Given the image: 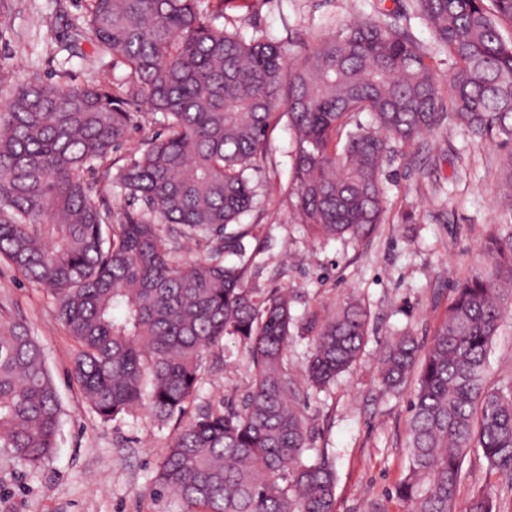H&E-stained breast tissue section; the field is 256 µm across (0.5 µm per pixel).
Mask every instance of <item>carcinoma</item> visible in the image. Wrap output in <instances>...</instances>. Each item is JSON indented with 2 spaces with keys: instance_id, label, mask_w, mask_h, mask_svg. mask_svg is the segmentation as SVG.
Returning a JSON list of instances; mask_svg holds the SVG:
<instances>
[{
  "instance_id": "obj_1",
  "label": "carcinoma",
  "mask_w": 512,
  "mask_h": 512,
  "mask_svg": "<svg viewBox=\"0 0 512 512\" xmlns=\"http://www.w3.org/2000/svg\"><path fill=\"white\" fill-rule=\"evenodd\" d=\"M448 55L442 83L431 49L377 8L286 66L278 45L218 27L200 0H86L66 23L75 54L94 49L127 71L115 86L16 83L0 70V258L57 300L77 345L73 373L104 423L145 412L174 425L161 489L185 512H334L336 471L296 403L285 364L288 293L244 287L253 226L240 224L261 189L257 161L271 124L296 140L283 189L315 240L363 239L384 220L385 162L444 124L512 144V0H415ZM162 114V132L118 168L123 197L96 203L87 175L137 124L131 105ZM370 114L367 124L355 117ZM512 211V151L499 163ZM186 241L212 244L187 260ZM512 297V235L488 236L482 266L458 282L426 351L386 341L379 375L403 390L417 374L409 471L396 489L408 512H501L479 493L457 508L465 457L512 478V384L489 388L490 345ZM304 374L321 391L358 359L368 333L358 301L310 324ZM252 363L242 405L207 404L189 420L207 355L224 338ZM62 403L28 327L0 317V449L37 473L56 453Z\"/></svg>"
}]
</instances>
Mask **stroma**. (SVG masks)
<instances>
[{"label":"stroma","mask_w":512,"mask_h":512,"mask_svg":"<svg viewBox=\"0 0 512 512\" xmlns=\"http://www.w3.org/2000/svg\"><path fill=\"white\" fill-rule=\"evenodd\" d=\"M0 17V68L22 81L36 74L49 83L83 85L124 69L110 57L73 55L62 41L60 15L80 20L83 0H10ZM397 11L399 22L429 47L440 75L448 56L414 0H216L201 6L216 12L217 26L280 44L296 64L348 20L373 14L377 6ZM296 143L287 119L273 124L262 176L275 185L240 218L254 227L246 238L251 273L246 287L287 291L295 318L286 364L302 377L311 351L307 325L353 297L369 312L366 344L351 368L329 389L301 390L298 403L315 432L316 447L336 467L335 512H406L395 489L408 472L406 437L410 392L391 394L378 382V353L387 337L404 332L429 344L453 295L452 286L479 268L490 233H512V211L498 207L495 186L502 147L477 141L462 129L441 127L395 156L382 177L386 221L362 240H314L307 236L281 194L292 176ZM25 323L43 346L64 415L56 455L38 473L0 456V512H181V503L157 489L156 475L171 436L147 416L110 423L87 406L72 375L76 345L62 323L57 302L0 260V309ZM195 405L245 399L250 365L238 341L225 339L203 365ZM486 383H512V303L489 353ZM485 490L512 512V479L488 470L481 454L462 466L457 502Z\"/></svg>","instance_id":"1"}]
</instances>
